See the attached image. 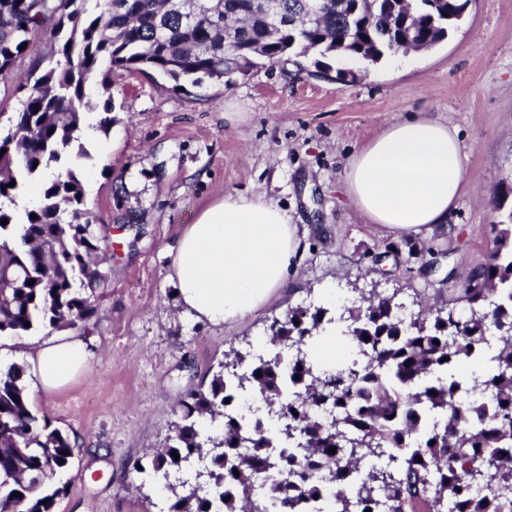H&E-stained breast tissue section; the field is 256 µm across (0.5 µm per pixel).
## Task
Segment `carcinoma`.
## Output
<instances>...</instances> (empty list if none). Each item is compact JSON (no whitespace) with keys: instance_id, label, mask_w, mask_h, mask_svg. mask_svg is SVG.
Listing matches in <instances>:
<instances>
[{"instance_id":"obj_1","label":"carcinoma","mask_w":512,"mask_h":512,"mask_svg":"<svg viewBox=\"0 0 512 512\" xmlns=\"http://www.w3.org/2000/svg\"><path fill=\"white\" fill-rule=\"evenodd\" d=\"M317 10L295 25L298 5ZM277 29L255 0H0V79L15 77L20 47L50 27L60 55L19 78L23 109L0 124V335L85 327L112 270L91 263L112 248L86 207L81 162L88 87L111 74L152 72L181 88L246 76L310 56L375 66L400 46L431 49L463 21L469 0H372L352 15L339 0H279ZM39 200L18 210L23 190ZM494 225L488 260L461 289L463 308L421 307L405 322L396 295L362 294L347 316L331 301L297 305L267 340L263 359L234 347L220 370L179 401L172 434L149 478L204 463L169 490L167 512H512V212ZM34 284H29V281ZM336 345V364L316 343ZM262 376H257V372ZM19 365L0 372V512H55L66 487L51 484L74 455L70 437L40 419ZM300 379H295V376ZM259 396L262 418L243 429L238 398ZM209 423L216 435L205 436ZM336 452H330V449ZM179 459H174L172 453ZM21 496L15 497L13 493Z\"/></svg>"}]
</instances>
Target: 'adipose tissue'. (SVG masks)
Instances as JSON below:
<instances>
[{
  "instance_id": "1",
  "label": "adipose tissue",
  "mask_w": 512,
  "mask_h": 512,
  "mask_svg": "<svg viewBox=\"0 0 512 512\" xmlns=\"http://www.w3.org/2000/svg\"><path fill=\"white\" fill-rule=\"evenodd\" d=\"M465 182L458 131L427 113L396 120L349 157L344 189L369 223L397 235L449 223ZM297 225L260 196L225 194L205 207L169 252V276L184 307L215 325L233 322L266 303L300 253ZM74 336L45 341L28 354L41 387L68 383L87 361Z\"/></svg>"
}]
</instances>
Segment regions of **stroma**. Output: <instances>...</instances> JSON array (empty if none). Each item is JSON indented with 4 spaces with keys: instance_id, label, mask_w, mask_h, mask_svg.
Listing matches in <instances>:
<instances>
[{
    "instance_id": "obj_1",
    "label": "stroma",
    "mask_w": 512,
    "mask_h": 512,
    "mask_svg": "<svg viewBox=\"0 0 512 512\" xmlns=\"http://www.w3.org/2000/svg\"><path fill=\"white\" fill-rule=\"evenodd\" d=\"M92 87L85 201L112 241L111 283L78 334L87 368L58 390L26 383L33 411L75 444L57 512H165L167 498L132 468L162 447L185 391L217 371L229 348L270 335L288 308L325 289L399 292L453 306L492 248L512 197V0H470L438 46L389 58L355 82L316 76L294 58L223 84L174 88L141 73ZM236 113L235 121L224 118ZM415 112L459 130L465 186L451 224L395 238L367 223L344 192L348 156ZM111 115L109 132L94 130ZM228 192L274 201L305 250L287 288L243 319L214 326L181 304L167 250Z\"/></svg>"
}]
</instances>
